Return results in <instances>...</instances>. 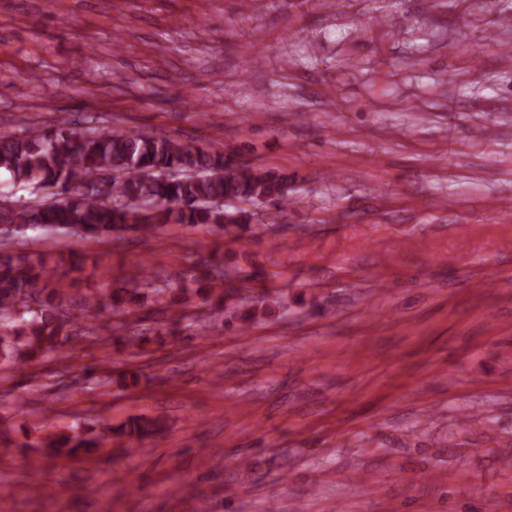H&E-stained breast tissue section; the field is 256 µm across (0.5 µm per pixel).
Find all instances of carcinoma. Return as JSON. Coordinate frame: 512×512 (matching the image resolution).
Returning a JSON list of instances; mask_svg holds the SVG:
<instances>
[{"mask_svg": "<svg viewBox=\"0 0 512 512\" xmlns=\"http://www.w3.org/2000/svg\"><path fill=\"white\" fill-rule=\"evenodd\" d=\"M72 122L24 134L0 133V171L13 187L30 190L29 202L0 197V359L29 362L82 335L87 320H110L128 309L159 303L163 288L106 289L88 295L79 313L70 311L62 281L76 282L84 257L60 251L49 260L15 255L10 244L27 231L87 239L134 230L152 234L164 224H203L229 240L253 220L248 206L270 199L283 209L290 201L287 172L237 163L222 151L205 152L176 138L135 129L101 134L79 132ZM191 286L211 308H227L224 325L201 323L197 337L248 320L240 309L237 267L214 254L195 263ZM34 301L35 306L28 305ZM107 426L91 437L54 433L42 445L54 457L72 458L112 442Z\"/></svg>", "mask_w": 512, "mask_h": 512, "instance_id": "1", "label": "carcinoma"}]
</instances>
